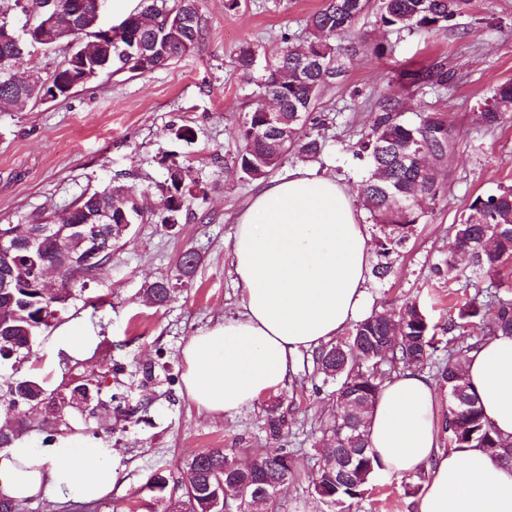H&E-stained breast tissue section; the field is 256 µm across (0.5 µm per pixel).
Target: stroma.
Returning <instances> with one entry per match:
<instances>
[{"instance_id":"obj_1","label":"stroma","mask_w":512,"mask_h":512,"mask_svg":"<svg viewBox=\"0 0 512 512\" xmlns=\"http://www.w3.org/2000/svg\"><path fill=\"white\" fill-rule=\"evenodd\" d=\"M327 0H201L203 42L172 64L141 75H102L75 87L67 98L0 108V224H30L40 217L60 221L77 200L112 179L140 193L163 182L169 161L189 165L205 186L178 233L156 218L134 225L103 270L88 282L84 298L104 297L100 309L75 302L64 321L86 323L94 344L82 358L61 357L52 331H45L31 361L47 389L63 376H105L100 398H125L133 414L89 416L70 412L72 440L98 438L112 450L110 497L85 505L36 501L20 512H149V480L165 474L169 495L193 455L223 449L238 462L277 448L293 452L298 473L283 486L273 512H330L311 489L307 474L322 463L321 430L335 403L334 387L323 384L311 353L299 354L296 371L276 392L251 408L228 415L200 411L182 382L181 350L198 331L223 324L240 312V290L229 256L238 215L257 185L240 178L232 160L240 148L234 131L252 104V83L234 63L240 48L273 60L282 33L306 34L307 19ZM346 47L342 74L324 88L318 113L325 120L320 159L311 169L334 175L357 192L368 173L366 160L351 149L370 130L379 95L402 104L406 120L426 115L448 124V152L437 166L439 194L428 201L409 239L389 258L385 278H370L367 313L419 304L435 328L439 348L433 364L448 356V323L475 294L465 287L467 263L448 267L454 224L470 201L512 184V118L487 129L477 114L500 83L512 80V0H474L448 30L396 31L380 26L374 12L332 34ZM445 59L447 88L420 90L401 85L400 71ZM189 127L191 140L174 135ZM199 255L193 276L176 286L162 307L149 304L145 289L174 277L185 249ZM152 366L154 383L141 382ZM288 415L287 436H266L262 424L271 406ZM425 472L403 477L375 475L362 499L345 512H416Z\"/></svg>"}]
</instances>
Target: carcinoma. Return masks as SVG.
I'll list each match as a JSON object with an SVG mask.
<instances>
[{"mask_svg": "<svg viewBox=\"0 0 512 512\" xmlns=\"http://www.w3.org/2000/svg\"><path fill=\"white\" fill-rule=\"evenodd\" d=\"M143 12L155 20L144 26L130 20L121 33L104 43L96 42L99 27L97 0H0V102L24 105L40 100L39 83L52 82L62 87L84 83L83 75L98 77L112 71L146 73L166 66L193 50L204 39L205 24L199 0H142ZM370 0H328L326 6L307 21L308 35L299 39L282 34V47L274 66H267L254 77L258 53L251 47L239 50L237 69L253 81L256 103L247 112L237 133L242 147L234 158L241 178L262 180L281 167L282 159L294 152L303 160H317L325 148L323 137L313 130L322 126L312 116L316 102L326 85L336 79L342 48L332 45L326 35L350 29L369 7ZM471 0H381L378 23L399 31L445 30L462 16ZM20 11L34 22L23 34L13 23V12ZM78 41L76 55L49 76L31 81L15 77V64L25 45L53 48L65 39ZM399 81L411 87H446L448 69L438 58L427 66L399 73ZM267 99L281 104L279 120L271 122L261 106ZM492 103L479 113L486 128L502 123L512 109V81L499 84L491 96ZM448 145L442 141L441 129L432 116L412 125L400 117L397 102L384 95L371 131L358 143L357 158L365 157L369 173L359 189L361 206L373 223L380 225L382 236L376 242L379 256L395 253L409 237L423 212L412 205L413 197L424 195L433 200L439 187L421 164L424 154L445 156ZM206 195L203 184L192 177L190 168L174 161L167 166V177L159 195L161 223L170 230L181 224L193 202ZM125 212L132 224L145 220L143 208L126 193L122 185H108L80 197L70 212V223L54 225V233L45 236L37 248L28 250L15 245L11 258L15 287L0 288V361H11V373H0V397H6L19 410L48 401L45 427L55 431L65 423L71 409L84 400L74 396L101 389L102 381L91 378L78 381L65 393L47 392L44 380L34 374L20 373L45 329L51 327L72 302L82 299L90 276L78 274L75 266L80 241L68 228L85 222L102 211ZM102 259L112 255L123 240L119 226H100ZM456 250L470 260V278L489 280V287L499 289L503 283L495 278L512 266V185H501L497 192L477 196L466 208L455 231ZM199 263L198 254L184 250L176 266V279L191 277ZM173 283L160 278L146 293L153 304L162 306L172 297ZM483 320L486 335L512 334V299L494 292L487 299L474 295L450 320L448 331H462L473 319ZM437 350L435 336L425 313L415 303H407L398 312H379L356 324L348 337L331 341L315 351L316 372L323 381L336 382V395L343 408L349 409L346 420L331 419L325 431L330 433L325 451L340 461L354 456L344 469L334 463L324 464L307 475L314 493L336 507L348 500L363 497L377 465L367 449L366 423L383 381L380 366L386 361L406 368H422ZM463 348L448 349V360L438 366V377L448 383V413L445 424L448 437L456 443L474 444L485 449L498 462H512V444L504 442L494 431L492 422L478 406L460 357ZM263 428L272 437L288 433V416L278 408L268 410ZM29 429L25 415L0 429V451L11 447ZM249 471L233 468L234 459L221 449L195 455L186 465L180 502L186 512H224V485L233 484L241 491L242 512H269L273 501L256 494L257 479L270 483L295 476L298 463L294 455L281 448L260 454Z\"/></svg>", "mask_w": 512, "mask_h": 512, "instance_id": "carcinoma-1", "label": "carcinoma"}]
</instances>
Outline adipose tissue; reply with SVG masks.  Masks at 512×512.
Listing matches in <instances>:
<instances>
[{"label":"adipose tissue","instance_id":"obj_1","mask_svg":"<svg viewBox=\"0 0 512 512\" xmlns=\"http://www.w3.org/2000/svg\"><path fill=\"white\" fill-rule=\"evenodd\" d=\"M371 256L361 212L334 177L295 167L261 183L231 243L242 311L184 345L188 397L206 412L232 415L283 386L299 353L363 317ZM464 366L471 393L512 443V336L486 337ZM435 399L420 370L384 381L366 426L380 472L427 470L417 512H512V464L471 444L442 446ZM111 492L112 451L100 443L70 453L59 444L34 449L23 436L0 451V499L91 502Z\"/></svg>","mask_w":512,"mask_h":512}]
</instances>
